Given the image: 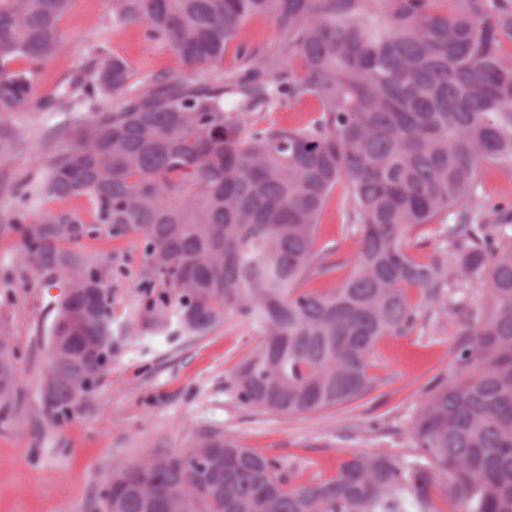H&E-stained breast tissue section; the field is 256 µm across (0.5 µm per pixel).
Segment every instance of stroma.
I'll return each instance as SVG.
<instances>
[{"mask_svg": "<svg viewBox=\"0 0 512 512\" xmlns=\"http://www.w3.org/2000/svg\"><path fill=\"white\" fill-rule=\"evenodd\" d=\"M112 0H75L61 21L63 47L37 73L36 94L53 93L86 66L99 39L123 58L132 81L157 72L184 71L173 50L147 39L144 28H112ZM60 116L30 105L8 116L22 133L18 152L0 155V333L16 350L22 398L0 420V512H100L112 469L146 452H176L199 432L218 431L245 447L277 458L293 483H312L335 474L354 452L404 456L412 451L411 422L436 376L452 373V350L464 325L462 311L425 301L411 335L381 340L371 374L376 388L362 399L311 414L284 416L245 405L234 373L257 339L238 317L203 336L176 329L158 331L148 323V292L131 287L143 260L133 236L105 234L80 239L79 247L104 269L111 291L117 345L90 405L65 417L43 409L41 386L47 363L44 334L67 286L58 269L36 274L17 261L24 247L20 225L47 211L89 216L85 199L58 200L37 194L41 167L50 151L67 140L54 131ZM341 191H334L318 237L350 257L358 235L342 222Z\"/></svg>", "mask_w": 512, "mask_h": 512, "instance_id": "stroma-1", "label": "stroma"}]
</instances>
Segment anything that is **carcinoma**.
<instances>
[{
    "mask_svg": "<svg viewBox=\"0 0 512 512\" xmlns=\"http://www.w3.org/2000/svg\"><path fill=\"white\" fill-rule=\"evenodd\" d=\"M72 0H0L3 114L34 102L39 65L60 47ZM273 18L272 53L240 41ZM112 26H145L190 71L130 82L102 39L92 61L38 106L60 112L70 147L42 163L40 193L85 198L93 220L47 212L23 229L20 265L69 271L48 336L42 400L53 415L91 402L112 360V301L101 267L70 247L85 235L143 242L135 288H159L150 323L204 336L235 315L259 339L235 385L250 406L314 413L363 398L379 340L420 317L410 292L457 303L486 290L411 426L413 454L353 452L336 474L294 485L277 459L220 432L112 470L103 512H512V201L483 203L487 166L512 172V0H112ZM236 44L235 67L224 57ZM25 58L27 69L11 63ZM106 95L107 106L99 103ZM318 116L263 125L304 102ZM359 228L341 267L318 226L334 189ZM438 224L445 259L410 248ZM20 401L0 336V415Z\"/></svg>",
    "mask_w": 512,
    "mask_h": 512,
    "instance_id": "1",
    "label": "carcinoma"
}]
</instances>
